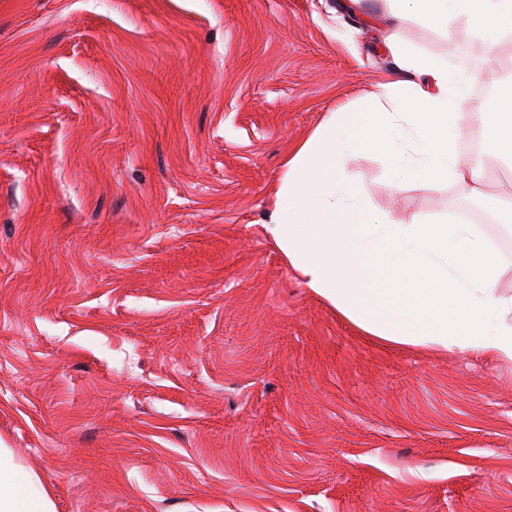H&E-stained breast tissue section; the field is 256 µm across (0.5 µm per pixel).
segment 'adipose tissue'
<instances>
[{"label":"adipose tissue","instance_id":"ef3b65f1","mask_svg":"<svg viewBox=\"0 0 512 512\" xmlns=\"http://www.w3.org/2000/svg\"><path fill=\"white\" fill-rule=\"evenodd\" d=\"M393 15L439 31L481 13L477 37H512V0H390ZM389 48L400 80L383 85L359 110L323 122L285 163L264 232L304 286L329 302L363 335L404 346L468 350L512 360V295L497 278L477 275L468 260L486 238L469 224H422L415 217L379 219L345 178L347 153L380 149L395 186L446 178L499 212L482 196L484 167L456 144L482 106L472 102L473 73L451 72L399 38ZM424 104L445 117L438 138L426 132ZM0 512H55L40 477L0 448Z\"/></svg>","mask_w":512,"mask_h":512}]
</instances>
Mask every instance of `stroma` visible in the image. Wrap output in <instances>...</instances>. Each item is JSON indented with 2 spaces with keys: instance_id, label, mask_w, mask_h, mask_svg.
Wrapping results in <instances>:
<instances>
[{
  "instance_id": "1",
  "label": "stroma",
  "mask_w": 512,
  "mask_h": 512,
  "mask_svg": "<svg viewBox=\"0 0 512 512\" xmlns=\"http://www.w3.org/2000/svg\"><path fill=\"white\" fill-rule=\"evenodd\" d=\"M385 0H0V443L56 512H512V362L384 346L263 226L284 162L396 79ZM374 208L512 240L436 177Z\"/></svg>"
}]
</instances>
